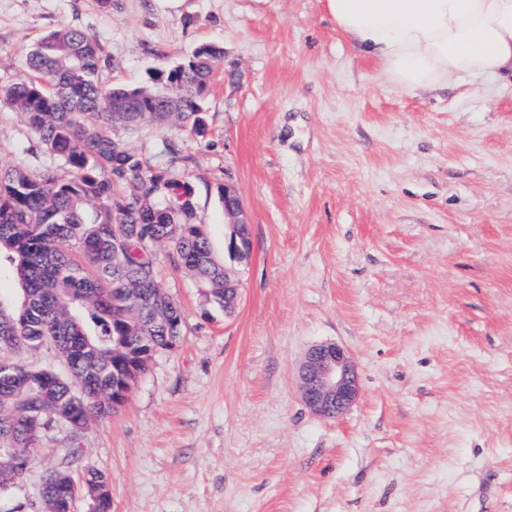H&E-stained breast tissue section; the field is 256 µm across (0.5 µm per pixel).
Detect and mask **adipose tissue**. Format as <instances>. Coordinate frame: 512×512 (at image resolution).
<instances>
[{
	"mask_svg": "<svg viewBox=\"0 0 512 512\" xmlns=\"http://www.w3.org/2000/svg\"><path fill=\"white\" fill-rule=\"evenodd\" d=\"M337 30L414 92L512 70V0H325Z\"/></svg>",
	"mask_w": 512,
	"mask_h": 512,
	"instance_id": "adipose-tissue-1",
	"label": "adipose tissue"
}]
</instances>
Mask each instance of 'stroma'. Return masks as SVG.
Listing matches in <instances>:
<instances>
[{
	"label": "stroma",
	"instance_id": "obj_1",
	"mask_svg": "<svg viewBox=\"0 0 512 512\" xmlns=\"http://www.w3.org/2000/svg\"><path fill=\"white\" fill-rule=\"evenodd\" d=\"M62 26L96 37L114 85L223 47L205 136L115 135L153 163L186 157L223 262L232 179L254 245L229 316L156 246L182 340L83 430L75 466L106 474L111 512H512V78L406 92L324 0H0V83ZM59 163L0 106V166ZM324 341L358 368L336 419L298 386ZM68 446L54 426L0 512H42L41 472Z\"/></svg>",
	"mask_w": 512,
	"mask_h": 512
}]
</instances>
